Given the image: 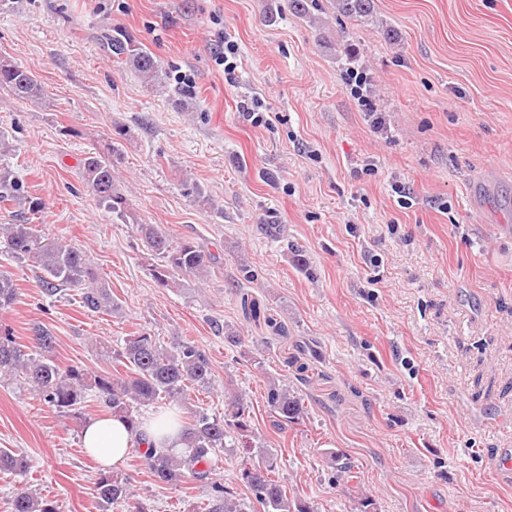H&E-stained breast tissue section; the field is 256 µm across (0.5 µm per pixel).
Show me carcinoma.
<instances>
[{"label": "carcinoma", "mask_w": 512, "mask_h": 512, "mask_svg": "<svg viewBox=\"0 0 512 512\" xmlns=\"http://www.w3.org/2000/svg\"><path fill=\"white\" fill-rule=\"evenodd\" d=\"M343 17L358 20L373 17V0H333ZM108 45L121 62L133 67L152 81L161 77L154 57L130 34L117 30L107 37ZM0 90L19 98H36L42 87L27 69L4 56L0 57ZM118 148L95 152L82 159L84 180L100 207L126 221L131 218L129 203L116 180ZM17 207V222L0 228L8 258L28 261L40 270L42 292L54 296L62 287L82 289L83 306L91 312L112 313L119 309L112 292L99 282L97 273L79 246L59 238L50 239L38 229L41 201L24 194L22 183L7 167L0 168V207ZM140 240L157 259L151 268L153 278L164 287L182 286V281L198 279L208 273L210 260L201 246L190 240L173 243L154 224H138ZM11 273L0 270V310L18 300ZM31 346L19 344L11 329L0 323V376L22 374L43 401L58 414L75 415L84 407L87 395H98L112 413L127 419L137 428L143 407L171 406L188 411L183 425L186 448L181 453L171 448L148 447L142 451L153 480L158 484L176 485L190 478L209 489L205 512H244L243 504L224 487L217 476L219 452L234 432L242 447L252 450L250 407L244 398H231L224 418H214L201 411H190L187 388L211 385V362L205 351L193 341L179 340L166 347L148 332L128 336L118 350L105 353L125 368V373L91 374L79 366H60L53 358L54 336L41 327L32 328ZM265 400L271 425L282 431L300 423L304 410L300 398L287 386L274 380L266 386ZM276 458L260 453L256 461L245 466L241 481L252 491L263 512H314L308 505L290 499L270 477ZM33 467L32 459L13 450L0 448V471L25 474ZM100 512H111L112 505L126 506V512H148L130 490L126 479L101 473L96 483ZM12 512H58L55 501L22 487L11 502Z\"/></svg>", "instance_id": "1"}]
</instances>
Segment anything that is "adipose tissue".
<instances>
[{
	"mask_svg": "<svg viewBox=\"0 0 512 512\" xmlns=\"http://www.w3.org/2000/svg\"><path fill=\"white\" fill-rule=\"evenodd\" d=\"M82 438L87 451L110 471L122 468L130 449L144 448L151 443L174 449L180 446L176 433L161 428L152 418L134 430L121 418L97 417L84 425Z\"/></svg>",
	"mask_w": 512,
	"mask_h": 512,
	"instance_id": "ef3b65f1",
	"label": "adipose tissue"
}]
</instances>
